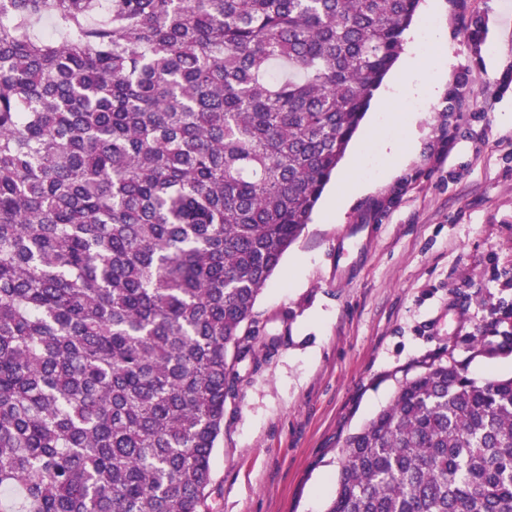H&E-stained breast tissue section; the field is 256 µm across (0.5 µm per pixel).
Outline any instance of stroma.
<instances>
[{
  "label": "stroma",
  "mask_w": 512,
  "mask_h": 512,
  "mask_svg": "<svg viewBox=\"0 0 512 512\" xmlns=\"http://www.w3.org/2000/svg\"><path fill=\"white\" fill-rule=\"evenodd\" d=\"M455 63L420 113L415 153L340 223L312 218L261 292L236 363L207 512H326L343 439L435 357L512 376V0H420Z\"/></svg>",
  "instance_id": "35a3bbf8"
}]
</instances>
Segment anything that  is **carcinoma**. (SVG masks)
I'll list each match as a JSON object with an SVG mask.
<instances>
[{
  "label": "carcinoma",
  "instance_id": "carcinoma-1",
  "mask_svg": "<svg viewBox=\"0 0 512 512\" xmlns=\"http://www.w3.org/2000/svg\"><path fill=\"white\" fill-rule=\"evenodd\" d=\"M420 0H0V512H206L254 308ZM327 512H512V378L437 358Z\"/></svg>",
  "mask_w": 512,
  "mask_h": 512
}]
</instances>
